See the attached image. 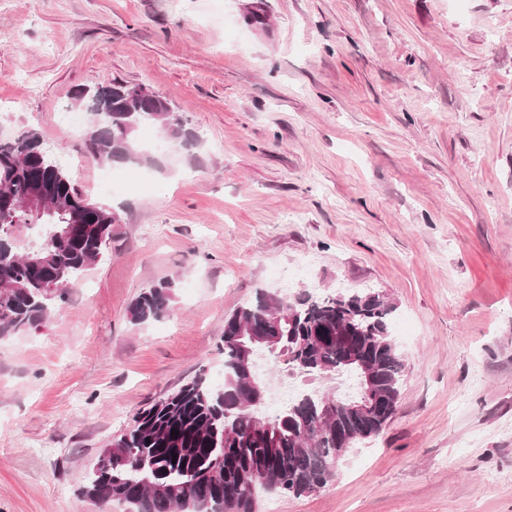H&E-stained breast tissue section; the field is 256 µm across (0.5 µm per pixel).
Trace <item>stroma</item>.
Masks as SVG:
<instances>
[{
    "mask_svg": "<svg viewBox=\"0 0 512 512\" xmlns=\"http://www.w3.org/2000/svg\"><path fill=\"white\" fill-rule=\"evenodd\" d=\"M114 79L201 145L110 193L61 115ZM25 126L118 222L46 325L0 341V512H98L102 448L222 385L259 288L387 294L407 373L331 484L257 512H512V0H0V139ZM167 280L169 316L132 324Z\"/></svg>",
    "mask_w": 512,
    "mask_h": 512,
    "instance_id": "obj_1",
    "label": "stroma"
}]
</instances>
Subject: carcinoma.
I'll list each match as a JSON object with an SVG mask.
<instances>
[{
    "instance_id": "1",
    "label": "carcinoma",
    "mask_w": 512,
    "mask_h": 512,
    "mask_svg": "<svg viewBox=\"0 0 512 512\" xmlns=\"http://www.w3.org/2000/svg\"><path fill=\"white\" fill-rule=\"evenodd\" d=\"M90 114L84 136L88 159L138 163L134 134L153 125L189 151L200 135L173 112L168 100L118 80L101 86L94 101L74 92ZM38 186L53 214L38 220L42 263L24 261L14 245L33 216L15 208ZM112 209L86 198L46 151L33 127L0 140V340L37 329L69 289L102 256L112 238ZM172 282L139 294L129 306L133 324L170 314ZM396 307L374 291L282 296L265 289L224 321V382L194 379L139 413L135 424L108 444L88 473L81 494L105 507L125 503L132 512H257V492L302 496L327 487L352 445L381 433L395 414L406 361L391 334ZM275 337L288 368L351 379L353 362L368 363L374 390L370 407L350 401L327 420L319 413L335 393L307 392L265 410L266 384L250 374L245 349ZM176 434H171V431ZM177 461H172V457Z\"/></svg>"
}]
</instances>
